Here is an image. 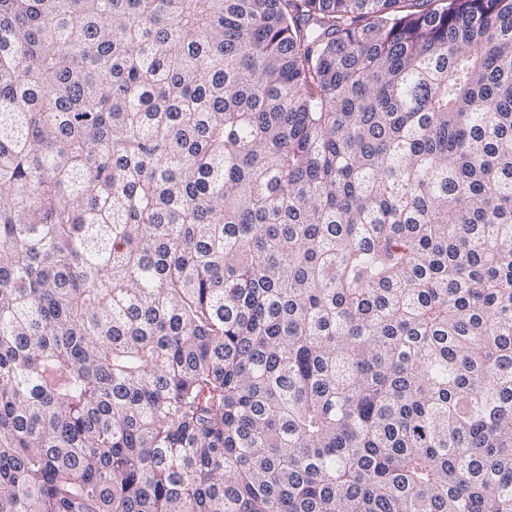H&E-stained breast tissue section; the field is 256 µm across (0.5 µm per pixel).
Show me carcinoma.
Listing matches in <instances>:
<instances>
[{"instance_id": "1", "label": "carcinoma", "mask_w": 512, "mask_h": 512, "mask_svg": "<svg viewBox=\"0 0 512 512\" xmlns=\"http://www.w3.org/2000/svg\"><path fill=\"white\" fill-rule=\"evenodd\" d=\"M0 512H512V0H0Z\"/></svg>"}]
</instances>
